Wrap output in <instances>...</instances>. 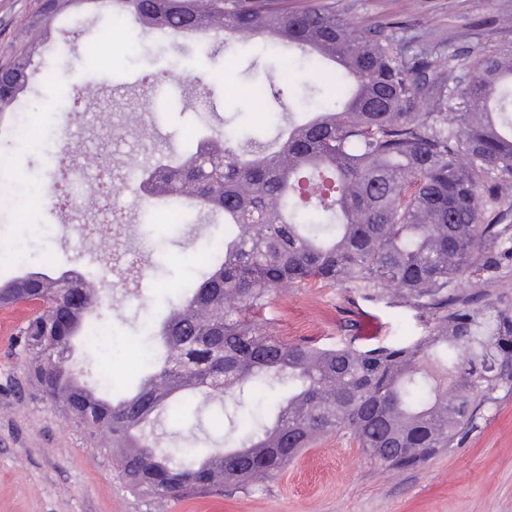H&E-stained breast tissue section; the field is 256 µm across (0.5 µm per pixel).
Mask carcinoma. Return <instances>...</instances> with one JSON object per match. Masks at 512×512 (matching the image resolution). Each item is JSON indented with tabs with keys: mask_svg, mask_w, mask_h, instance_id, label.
I'll return each mask as SVG.
<instances>
[{
	"mask_svg": "<svg viewBox=\"0 0 512 512\" xmlns=\"http://www.w3.org/2000/svg\"><path fill=\"white\" fill-rule=\"evenodd\" d=\"M40 0L49 23L84 4L130 16L147 34L260 37L310 52L333 90L276 149L234 131L190 128L173 160L142 169L163 201L224 217L204 247L211 271L153 318L151 363L133 394L88 387L59 335L95 345L107 299L74 270L0 279V306L39 301L19 328L28 383L65 420L107 437L118 470L160 501L240 488L282 470L322 433L353 437L385 468H415L459 443L512 394V47L457 49L443 64L392 23L363 29L322 0ZM39 44L0 65V119L28 85ZM295 81L255 83L281 96ZM390 290L429 325L424 336L322 348L273 336L253 314L284 283ZM278 387L275 418L225 448L167 451L158 421L211 396L242 407Z\"/></svg>",
	"mask_w": 512,
	"mask_h": 512,
	"instance_id": "carcinoma-1",
	"label": "carcinoma"
}]
</instances>
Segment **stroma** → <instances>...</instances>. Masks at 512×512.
<instances>
[{
	"instance_id": "35a3bbf8",
	"label": "stroma",
	"mask_w": 512,
	"mask_h": 512,
	"mask_svg": "<svg viewBox=\"0 0 512 512\" xmlns=\"http://www.w3.org/2000/svg\"><path fill=\"white\" fill-rule=\"evenodd\" d=\"M348 21L369 28L404 25L415 45L437 46L451 56L475 42L512 45V0H333ZM39 0H0V63L29 41H42L30 88L20 95L16 116L35 121L40 151L16 137L0 136V157L10 160L16 183L51 188L48 172L59 146L81 164L73 205L24 208L23 218L0 221V275L18 263L50 273L77 269L102 279L110 304L99 311L107 334L81 354L89 378L110 375L117 387L133 382L143 355L141 324L164 309L178 288L204 268L201 250L217 226L191 216L165 221L164 208L143 210L128 195L118 203L129 216L128 240L116 245L98 208L95 156L158 157L181 140L189 125L209 114L213 128H236L274 140L287 126L273 99L249 98L255 76H277L286 53L265 48L262 39L225 44L224 36L183 38L178 54L142 37L132 18L116 19L94 6L31 27ZM502 25L481 26V19ZM174 69L209 78L208 91L164 81ZM81 90L79 111L62 106ZM150 265L147 276L128 278L130 260ZM26 319L11 318V334L0 341V512H512V395L481 420L459 447L413 469H389L370 460L348 435L322 434L280 473L246 490L216 489L198 498L161 503L132 492L112 464L102 438L68 423L59 408L35 392L16 395L24 380L15 331ZM273 335L317 345H347L358 336L389 343L420 336L426 326L416 311L358 288L287 286L258 317Z\"/></svg>"
}]
</instances>
